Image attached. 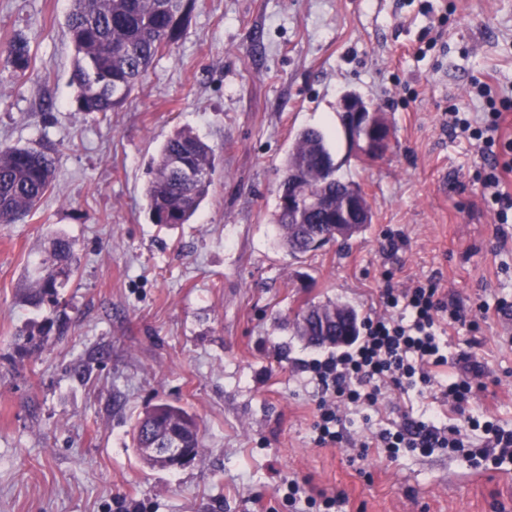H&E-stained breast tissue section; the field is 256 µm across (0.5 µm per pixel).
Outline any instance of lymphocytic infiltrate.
<instances>
[{
	"label": "lymphocytic infiltrate",
	"mask_w": 512,
	"mask_h": 512,
	"mask_svg": "<svg viewBox=\"0 0 512 512\" xmlns=\"http://www.w3.org/2000/svg\"><path fill=\"white\" fill-rule=\"evenodd\" d=\"M480 93L489 99L486 112L476 118L451 113L449 125L478 141L482 155L488 156L481 184L499 223L504 224L512 218V192L505 187L507 176L512 175V136L503 137L502 121L504 113L512 112V96L490 100L491 88L486 84ZM380 303L385 314L367 318L364 335L356 337L347 350L313 359L307 366L319 387L315 444L336 447L342 443L341 406L375 410L386 389H415L447 404L450 411L463 416V425L423 424L412 432L383 429L361 440L359 459L375 454L395 461L417 451L449 448L476 466L512 462V429L467 410L472 382L484 374L481 363L467 351L449 360L438 341L440 313H447L449 323L454 324L463 319L460 309L438 299L436 288L425 284L383 289ZM477 430L483 433L478 442L472 438Z\"/></svg>",
	"instance_id": "1"
}]
</instances>
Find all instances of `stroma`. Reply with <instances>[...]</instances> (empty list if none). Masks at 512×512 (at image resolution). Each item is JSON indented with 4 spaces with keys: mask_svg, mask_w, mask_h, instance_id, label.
Listing matches in <instances>:
<instances>
[{
    "mask_svg": "<svg viewBox=\"0 0 512 512\" xmlns=\"http://www.w3.org/2000/svg\"><path fill=\"white\" fill-rule=\"evenodd\" d=\"M72 0H0V68L16 35L32 67L0 78V146L53 145L57 179L38 209L0 224V512H256L283 479L344 493L345 512H512V470L438 448L364 469L318 447V392L304 366L329 355L297 336L312 304L373 313L381 289L436 281L465 321L449 356L486 366L471 412L512 428V223H498L476 174V140L452 112L485 111L476 82L512 91V0H199L181 38L128 104L76 111ZM348 91L381 108L390 149L349 153ZM214 150L209 194L191 223H151L148 165L176 130ZM328 132L338 177L362 186L371 222L346 245L288 255L275 223L300 131ZM80 267L60 304L28 303L51 235ZM48 333L41 350L28 335ZM180 405L200 425L189 465L149 467L132 446L145 407ZM430 414L390 392L371 422L342 411L345 434Z\"/></svg>",
    "mask_w": 512,
    "mask_h": 512,
    "instance_id": "obj_1",
    "label": "stroma"
}]
</instances>
